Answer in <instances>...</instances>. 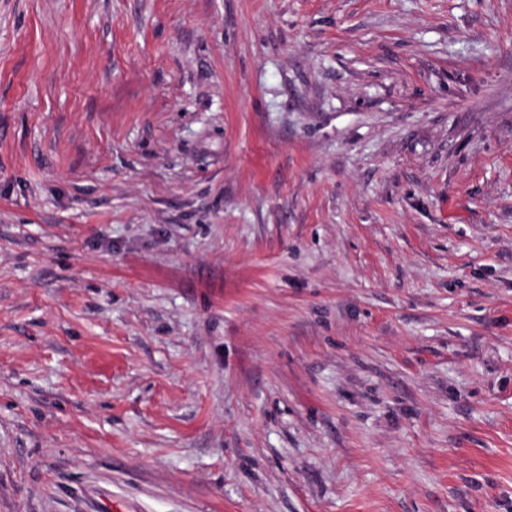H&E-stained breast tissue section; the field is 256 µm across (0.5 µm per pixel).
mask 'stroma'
Returning <instances> with one entry per match:
<instances>
[{
    "label": "stroma",
    "instance_id": "stroma-1",
    "mask_svg": "<svg viewBox=\"0 0 512 512\" xmlns=\"http://www.w3.org/2000/svg\"><path fill=\"white\" fill-rule=\"evenodd\" d=\"M0 512H512V0H0Z\"/></svg>",
    "mask_w": 512,
    "mask_h": 512
}]
</instances>
